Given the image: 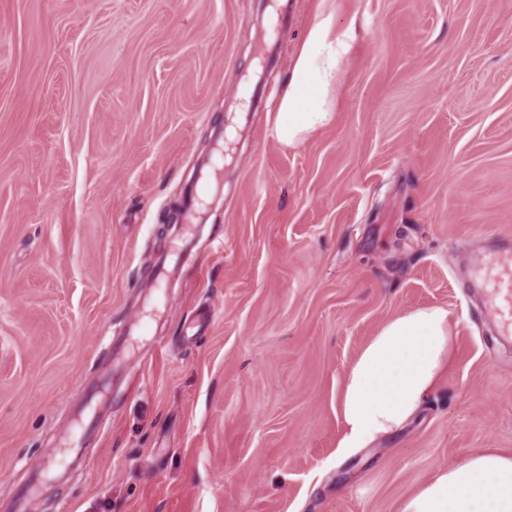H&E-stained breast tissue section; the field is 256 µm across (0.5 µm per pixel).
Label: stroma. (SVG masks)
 Segmentation results:
<instances>
[{"mask_svg":"<svg viewBox=\"0 0 512 512\" xmlns=\"http://www.w3.org/2000/svg\"><path fill=\"white\" fill-rule=\"evenodd\" d=\"M321 10L359 40L333 123L287 146L242 86L264 0H0V512H397L512 454V343L466 276L512 237V0H290L264 89ZM237 112L224 197L149 310L164 214ZM427 305L456 327L437 389L340 453L346 371ZM92 404L83 468L46 477Z\"/></svg>","mask_w":512,"mask_h":512,"instance_id":"stroma-1","label":"stroma"}]
</instances>
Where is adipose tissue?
<instances>
[{"instance_id":"obj_1","label":"adipose tissue","mask_w":512,"mask_h":512,"mask_svg":"<svg viewBox=\"0 0 512 512\" xmlns=\"http://www.w3.org/2000/svg\"><path fill=\"white\" fill-rule=\"evenodd\" d=\"M357 39L356 23L340 29L333 14L316 15L276 104L274 135L280 142L299 144L333 122L331 94ZM455 340L448 311L438 305L385 320L343 380V450L371 445L413 417L447 370ZM399 512H512V455L481 452L437 471Z\"/></svg>"}]
</instances>
